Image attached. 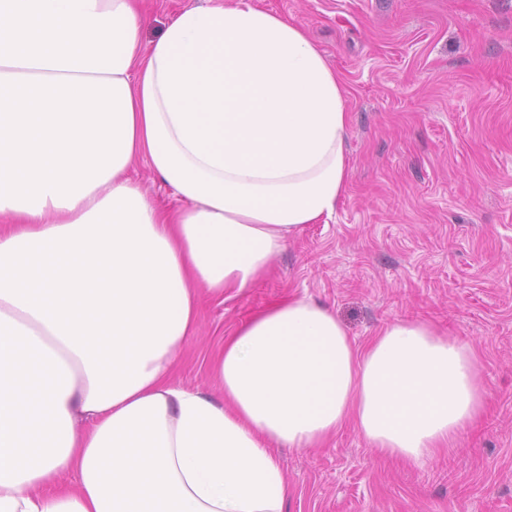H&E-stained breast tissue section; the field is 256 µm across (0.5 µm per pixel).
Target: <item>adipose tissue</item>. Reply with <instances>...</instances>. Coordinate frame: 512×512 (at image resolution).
I'll return each instance as SVG.
<instances>
[{"mask_svg":"<svg viewBox=\"0 0 512 512\" xmlns=\"http://www.w3.org/2000/svg\"><path fill=\"white\" fill-rule=\"evenodd\" d=\"M0 0V512H286L276 446L353 424L420 465L486 409L472 345L364 341L306 297L224 335L219 393L175 380L203 303L241 294L347 182V87L251 0ZM146 159L174 207L129 174ZM76 474L73 484L63 483ZM202 4L201 0H148L149 21L143 36V48H148L180 10Z\"/></svg>","mask_w":512,"mask_h":512,"instance_id":"adipose-tissue-1","label":"adipose tissue"}]
</instances>
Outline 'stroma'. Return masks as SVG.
Here are the masks:
<instances>
[{
	"mask_svg": "<svg viewBox=\"0 0 512 512\" xmlns=\"http://www.w3.org/2000/svg\"><path fill=\"white\" fill-rule=\"evenodd\" d=\"M299 23L348 88L349 175L243 294L206 303L182 384L210 393L209 353L291 296L365 339L396 319L477 347L489 402L448 455H375L353 426L278 451L287 512H512V0H252Z\"/></svg>",
	"mask_w": 512,
	"mask_h": 512,
	"instance_id": "1",
	"label": "stroma"
}]
</instances>
